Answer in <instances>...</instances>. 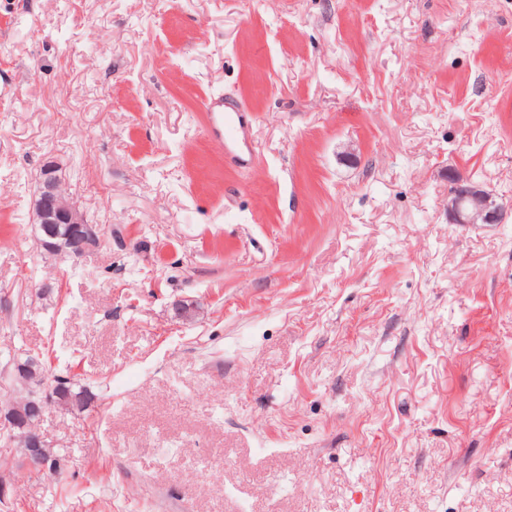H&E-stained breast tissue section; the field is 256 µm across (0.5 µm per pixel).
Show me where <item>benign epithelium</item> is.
I'll return each instance as SVG.
<instances>
[{
	"label": "benign epithelium",
	"mask_w": 512,
	"mask_h": 512,
	"mask_svg": "<svg viewBox=\"0 0 512 512\" xmlns=\"http://www.w3.org/2000/svg\"><path fill=\"white\" fill-rule=\"evenodd\" d=\"M450 189L448 192V218L450 223L463 227H485L503 224L512 215V201H505L475 184L470 179L448 172ZM34 223L38 224L43 238L39 242L59 252V259L76 261L87 252L99 247L103 238L101 228L87 221L80 205L68 196L64 188L60 169L52 161H46L38 176V193L34 201ZM68 225L64 244L55 242L56 226ZM44 389L38 381L30 386L28 399L16 404L8 401L0 404V422L7 433L16 428L27 429V448L21 462L31 468L46 458V449L52 444L46 440L38 426H28V416L43 413L47 403H53L63 412L72 411L69 399L59 394L49 401L40 397Z\"/></svg>",
	"instance_id": "benign-epithelium-1"
}]
</instances>
